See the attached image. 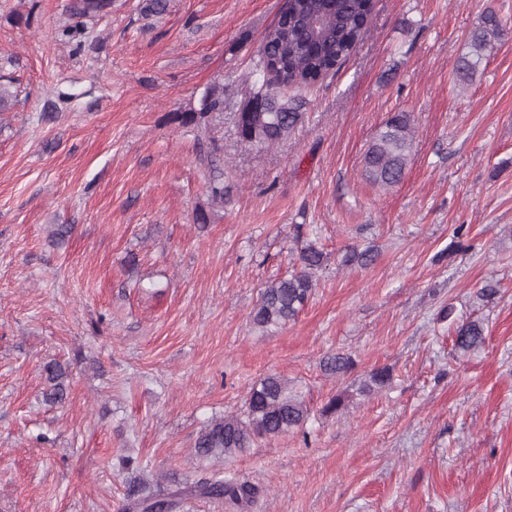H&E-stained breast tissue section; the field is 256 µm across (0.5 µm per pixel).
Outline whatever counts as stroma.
Listing matches in <instances>:
<instances>
[{
    "label": "stroma",
    "instance_id": "35a3bbf8",
    "mask_svg": "<svg viewBox=\"0 0 512 512\" xmlns=\"http://www.w3.org/2000/svg\"><path fill=\"white\" fill-rule=\"evenodd\" d=\"M69 2L0 0V512H123L131 477L173 491L215 469L264 489L248 512H512V36L455 76L485 12L512 33V0H372L355 52L288 89L304 118L269 149L235 115L287 0H113L78 49ZM218 80L228 194L199 224L198 133L170 115ZM402 111L411 160L381 190L364 154ZM56 224L72 227L60 247ZM302 239L325 254L317 288L261 331L258 293ZM350 246L374 262L344 265ZM466 317L485 341L460 354ZM339 352L340 377L324 369ZM53 359L70 372L55 406ZM382 367L390 385L360 394ZM268 374L303 392L304 431L196 460L200 429ZM46 380L51 384L49 391L45 394L46 401L52 404H62L68 396L67 368L58 361H49L44 365Z\"/></svg>",
    "mask_w": 512,
    "mask_h": 512
}]
</instances>
